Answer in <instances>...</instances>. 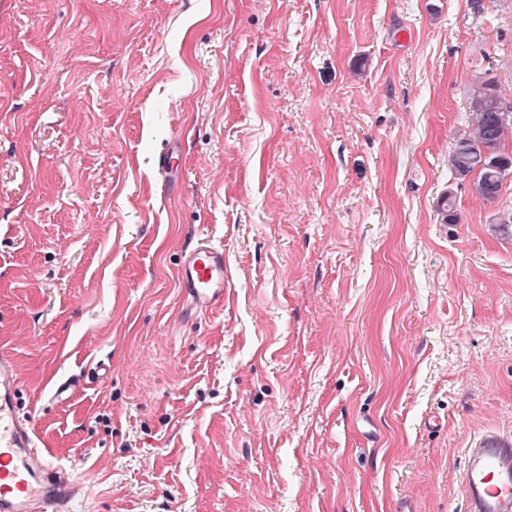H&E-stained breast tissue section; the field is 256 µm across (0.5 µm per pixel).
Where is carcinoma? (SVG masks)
<instances>
[{
	"label": "carcinoma",
	"instance_id": "obj_1",
	"mask_svg": "<svg viewBox=\"0 0 512 512\" xmlns=\"http://www.w3.org/2000/svg\"><path fill=\"white\" fill-rule=\"evenodd\" d=\"M512 105L498 92L493 80L477 82L470 91L466 128L455 134L448 151V168L458 179H473L474 193L496 200L505 177L512 173V118L503 119L504 105Z\"/></svg>",
	"mask_w": 512,
	"mask_h": 512
}]
</instances>
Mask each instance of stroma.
Wrapping results in <instances>:
<instances>
[{
	"instance_id": "35a3bbf8",
	"label": "stroma",
	"mask_w": 512,
	"mask_h": 512,
	"mask_svg": "<svg viewBox=\"0 0 512 512\" xmlns=\"http://www.w3.org/2000/svg\"><path fill=\"white\" fill-rule=\"evenodd\" d=\"M490 77L512 0H0V348L75 512H462L512 435V175L448 168ZM176 278L185 313H212L224 305L231 283L224 271V245L207 232L194 235L181 251Z\"/></svg>"
}]
</instances>
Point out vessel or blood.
Listing matches in <instances>:
<instances>
[{"mask_svg":"<svg viewBox=\"0 0 512 512\" xmlns=\"http://www.w3.org/2000/svg\"><path fill=\"white\" fill-rule=\"evenodd\" d=\"M176 278L186 314L222 307L231 286L223 244L205 232L194 235L180 254ZM18 391L16 362L0 350V512H73L82 486L69 468L50 461L18 406ZM465 458L464 512H512V435L480 434Z\"/></svg>","mask_w":512,"mask_h":512,"instance_id":"1","label":"vessel or blood"}]
</instances>
